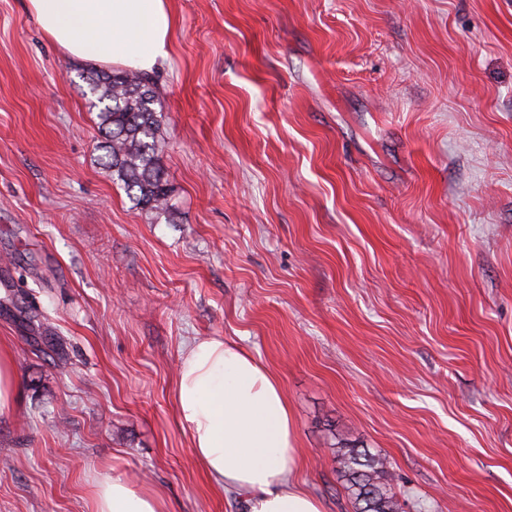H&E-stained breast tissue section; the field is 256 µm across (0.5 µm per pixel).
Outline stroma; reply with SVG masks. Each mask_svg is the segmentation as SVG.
<instances>
[{
	"mask_svg": "<svg viewBox=\"0 0 512 512\" xmlns=\"http://www.w3.org/2000/svg\"><path fill=\"white\" fill-rule=\"evenodd\" d=\"M152 71L175 205L100 165L87 66L0 0V512H246L175 413L195 340L280 376L324 512L337 448L399 512H512V0H172ZM19 391L17 365L11 350L0 346V415L14 410ZM95 512H167L163 500L149 491L132 487L125 479L113 477L96 490Z\"/></svg>",
	"mask_w": 512,
	"mask_h": 512,
	"instance_id": "1",
	"label": "stroma"
}]
</instances>
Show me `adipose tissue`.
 <instances>
[{"label":"adipose tissue","mask_w":512,"mask_h":512,"mask_svg":"<svg viewBox=\"0 0 512 512\" xmlns=\"http://www.w3.org/2000/svg\"><path fill=\"white\" fill-rule=\"evenodd\" d=\"M42 34L93 66L149 71L168 57L176 18L169 0H27ZM176 415L206 475L251 494L249 512H322L294 481L300 460L281 380L249 351L212 337L184 353ZM163 500L125 479L104 481L95 512H165Z\"/></svg>","instance_id":"obj_1"}]
</instances>
